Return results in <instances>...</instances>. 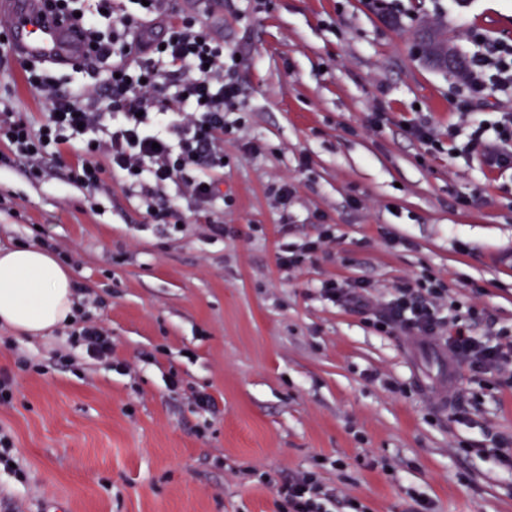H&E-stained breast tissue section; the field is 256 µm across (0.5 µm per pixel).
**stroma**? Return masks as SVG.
Returning a JSON list of instances; mask_svg holds the SVG:
<instances>
[{"instance_id":"35a3bbf8","label":"stroma","mask_w":512,"mask_h":512,"mask_svg":"<svg viewBox=\"0 0 512 512\" xmlns=\"http://www.w3.org/2000/svg\"><path fill=\"white\" fill-rule=\"evenodd\" d=\"M198 2L172 5L237 51L244 101L225 115L223 235L200 219L150 223L112 172L104 193L73 184V150L39 179L0 168V247L51 241L78 323L114 345L104 362L71 329L0 327L12 381L0 433L13 443L0 512H277L273 483L308 471L370 512L417 498L512 512V469L474 452L490 432L512 441V386L461 366V410L444 408L416 384L438 374L436 347L320 294L329 279L365 281L385 301L434 277L512 325V170L453 148L512 100L458 112V73L429 67L413 39L440 19L466 58L481 38L512 43V0H266L259 12L223 0L204 14ZM4 90L41 119L18 64L0 67ZM422 122L437 146L410 134ZM285 249L304 261L280 267Z\"/></svg>"}]
</instances>
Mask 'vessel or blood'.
<instances>
[{"label": "vessel or blood", "mask_w": 512, "mask_h": 512, "mask_svg": "<svg viewBox=\"0 0 512 512\" xmlns=\"http://www.w3.org/2000/svg\"><path fill=\"white\" fill-rule=\"evenodd\" d=\"M13 24L9 42L22 60L68 63L82 55L85 44L78 31L46 12L41 0H9Z\"/></svg>", "instance_id": "vessel-or-blood-1"}]
</instances>
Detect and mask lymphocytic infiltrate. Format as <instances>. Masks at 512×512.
<instances>
[{"label":"lymphocytic infiltrate","instance_id":"obj_1","mask_svg":"<svg viewBox=\"0 0 512 512\" xmlns=\"http://www.w3.org/2000/svg\"><path fill=\"white\" fill-rule=\"evenodd\" d=\"M70 0H50L77 27L88 50L79 64L100 70L99 82L62 93L37 67L25 69L29 88L44 98L40 123L24 113H0V161L19 163L30 174L46 172L49 158L84 135L104 163L80 160L68 179L86 189L103 186L104 168L121 174L136 193L152 223L178 224L186 215L223 209L220 173L224 170L226 112L242 103L234 62L223 44L207 34L196 17L176 12L170 0H148L132 15H121L109 35L95 23L111 10L112 0H94L93 9L75 14ZM161 36H154V29ZM180 92L168 93V79ZM462 81L468 97L459 111H470L494 87L512 99V45L484 42L474 51ZM470 149L480 150L484 164L512 169V113H501L494 142L475 134ZM179 189L177 201L162 195L168 185ZM321 291L328 300L368 316L378 331L404 330L409 336L443 346L475 374L496 375L512 383V328L496 327L485 309L462 306L436 279L403 283L389 301L377 302L368 285L328 280ZM484 325L483 337L472 329ZM283 512H330L335 498L314 475L302 473L275 487Z\"/></svg>","mask_w":512,"mask_h":512}]
</instances>
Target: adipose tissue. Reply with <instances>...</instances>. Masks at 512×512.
<instances>
[{"instance_id":"1","label":"adipose tissue","mask_w":512,"mask_h":512,"mask_svg":"<svg viewBox=\"0 0 512 512\" xmlns=\"http://www.w3.org/2000/svg\"><path fill=\"white\" fill-rule=\"evenodd\" d=\"M73 275L45 248L0 249V325L31 337L75 319Z\"/></svg>"}]
</instances>
